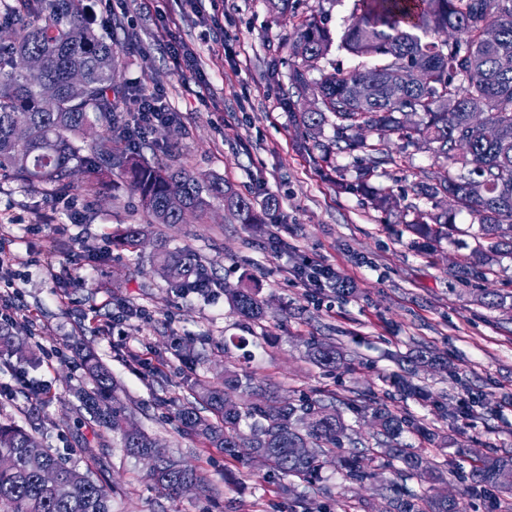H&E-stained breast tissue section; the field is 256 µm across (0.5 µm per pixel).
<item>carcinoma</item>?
Returning a JSON list of instances; mask_svg holds the SVG:
<instances>
[{"label":"carcinoma","instance_id":"carcinoma-1","mask_svg":"<svg viewBox=\"0 0 512 512\" xmlns=\"http://www.w3.org/2000/svg\"><path fill=\"white\" fill-rule=\"evenodd\" d=\"M353 23L338 48L354 61L349 68L332 67L318 79L310 77L317 63L331 52L333 39L322 17L310 14L293 24L291 53L300 59L288 72L289 91L284 105L293 111V97L310 95L315 107L298 116V126L308 138L318 137L329 125L334 135L321 145L323 162L336 150L361 151L374 167H365L353 181H338L341 192L362 194L372 208L391 214L403 210L408 231L425 247L450 237L456 211L466 210L478 219L482 242L469 256V268L483 270L503 248L512 244V0H353ZM498 28V40L488 44L483 28ZM9 25L14 39L0 44V178L19 180L35 189L62 193L76 172L95 179L106 189L108 179L119 174L148 217L144 224H127L120 243L137 249L155 224L171 228L184 223L183 214L168 205L178 194L185 208L205 223L211 202L241 224H261L262 216L277 210L268 196L258 202L247 198L220 179L204 180L175 165L156 143L136 136L134 117L117 110L130 99L129 89L115 82L120 66L113 35L91 24L87 0H16ZM35 58L32 70L26 61ZM421 68L428 77L419 86L410 71ZM80 71L81 96L69 93V77ZM372 83L367 99L354 93L357 81ZM56 96L54 110L43 107L44 95ZM418 114L410 128L400 114ZM472 112L485 115L473 129ZM367 123L380 135H394L403 148L431 154L443 164L435 169L415 168L410 157L393 152L383 141L367 142L350 134ZM90 129L99 134L90 144ZM458 139L470 141V151H454ZM377 166H392L410 178L413 202L401 207L390 189L373 187L369 180ZM457 199V210L439 206L442 194ZM432 203V208L420 201ZM155 270L178 291L198 289L209 280L200 257L188 247H172L158 237L151 256ZM233 310L244 320L259 324L266 318V302L250 286L224 289ZM25 363L36 361L32 347L16 340L12 331H0V348ZM310 361L325 371L344 364L336 345L316 341L308 351ZM90 387L79 392L80 409L98 427L112 431L124 451L134 457L151 456L157 471L155 488L177 493L193 484L210 491L205 478L180 458L161 448L156 438L131 423V412L118 396L111 372L94 355L82 358ZM253 377L224 369L220 385L198 396L210 415L194 403L181 404L175 418L213 448L241 459L261 454L268 472L309 482L318 477L324 458L334 456L346 479L368 477L357 452L345 455L351 441L343 409L372 411L377 424V444L394 461L397 474L415 477L434 486L443 482L442 471L430 467L422 455L403 442L413 423L382 403L369 399L322 397L282 402L274 397L239 404L224 400L225 391L247 395ZM85 470L71 465L15 423H0V512H113L116 493L103 477L94 450L87 449ZM512 469V455H485L473 466L477 482L500 489L499 474ZM389 512H466L457 498L448 500L431 490L414 493L390 486Z\"/></svg>","mask_w":512,"mask_h":512}]
</instances>
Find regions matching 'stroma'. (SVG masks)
<instances>
[{"label":"stroma","mask_w":512,"mask_h":512,"mask_svg":"<svg viewBox=\"0 0 512 512\" xmlns=\"http://www.w3.org/2000/svg\"><path fill=\"white\" fill-rule=\"evenodd\" d=\"M140 0L115 5L114 35L123 42L118 83L135 93L163 91L176 124L157 126L149 139L167 145L180 165L204 179L218 177L250 197L274 196L279 204L281 248H270L259 225L240 224L214 202L206 223L164 229L174 244L195 250L212 274L209 295L169 288L151 266L152 243L138 250L117 243L120 230L144 214L123 178L95 194L76 174L61 194L17 181H0V247L12 256L6 272L20 291L18 302L37 327L14 332L43 348L34 366L0 357V381L16 373L43 388L39 397L17 389L0 403V422L35 429L44 447L84 465L93 425H76L77 390L86 383L80 351L107 365L120 397L139 427L169 452L183 457L208 481L209 495L191 490L157 493L146 461L108 443L103 461L116 494L114 512H385L394 473L383 455L367 461L363 482L346 479L327 458L318 482L295 481L285 495L281 480L259 462L225 459L205 447L166 410L192 390L216 385L225 368L253 373L260 396L284 400L330 393L378 401L407 414L432 440L406 435L430 463L440 465L439 491L464 501L468 512H512V496L485 489L470 477L477 456L512 453V256L495 261L485 278L472 277L464 259L475 248L479 226L457 213V231L431 249L417 245L399 217L374 210L358 194L335 183L355 180L370 158L336 153L321 166V151L304 140L294 113L282 105L294 59V16L318 14L333 38L351 22L350 0H289L277 17L267 0H221L196 11L174 0H153V22L140 18ZM177 34L185 53L200 57L195 76L170 55L164 31ZM280 60L278 78L269 65ZM57 251L52 265L41 252ZM316 261L353 281V294L315 293L289 271ZM248 282L270 302L262 326L241 320L224 291ZM502 304L490 306L489 294ZM133 316H124V308ZM229 336L259 337L251 358L224 353ZM339 347L345 363L330 375L312 364L307 343ZM191 343L195 362L173 354ZM424 348L448 366L408 373L405 356ZM410 379L425 398L404 396L397 383Z\"/></svg>","instance_id":"35a3bbf8"}]
</instances>
